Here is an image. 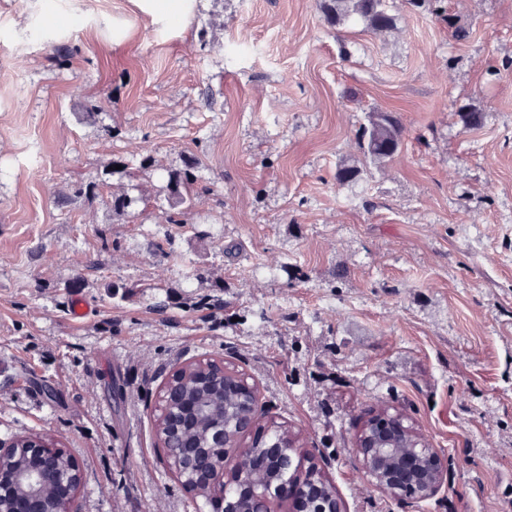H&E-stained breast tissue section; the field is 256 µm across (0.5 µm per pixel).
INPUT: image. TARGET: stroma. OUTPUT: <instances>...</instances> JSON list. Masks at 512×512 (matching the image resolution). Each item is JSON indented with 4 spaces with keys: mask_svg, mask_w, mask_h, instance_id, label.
<instances>
[{
    "mask_svg": "<svg viewBox=\"0 0 512 512\" xmlns=\"http://www.w3.org/2000/svg\"><path fill=\"white\" fill-rule=\"evenodd\" d=\"M61 2L71 27L46 43L48 0H0V441L78 461L68 512H218L155 428L173 368L213 358L259 387L344 512H512V0H445L463 40L405 0L385 35L330 28L317 0H199L178 27ZM373 110L400 116L403 146L338 184ZM189 156L197 202L168 225L162 175ZM116 157L109 190L77 195ZM123 191L139 202L120 217ZM195 261L225 290L190 279ZM382 408L447 457L437 497L365 476L356 442Z\"/></svg>",
    "mask_w": 512,
    "mask_h": 512,
    "instance_id": "1",
    "label": "stroma"
}]
</instances>
